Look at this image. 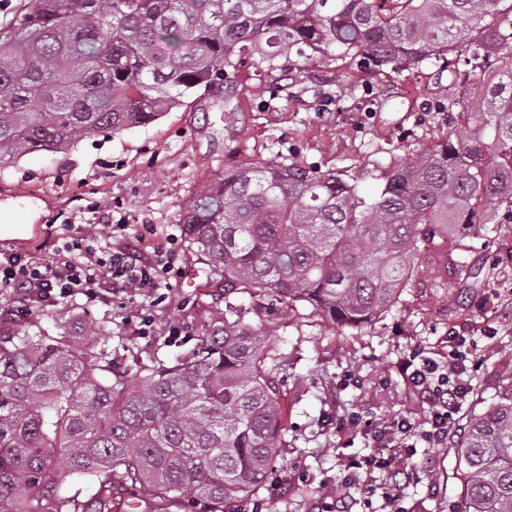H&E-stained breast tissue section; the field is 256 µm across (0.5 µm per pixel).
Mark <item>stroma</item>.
<instances>
[{"instance_id": "obj_1", "label": "stroma", "mask_w": 512, "mask_h": 512, "mask_svg": "<svg viewBox=\"0 0 512 512\" xmlns=\"http://www.w3.org/2000/svg\"><path fill=\"white\" fill-rule=\"evenodd\" d=\"M336 66L328 58L293 56L270 71L247 55L243 85L231 99L207 96L147 126L91 134L69 153L34 152L0 167V203L16 205L15 231L0 239V253L38 250L50 259L85 234L106 237L99 205L111 206L113 220L150 225L146 259L176 253L170 284L149 309L138 299L108 295L91 304L64 299L21 317L11 315L5 294L0 321L35 323L53 336L109 347L116 365L131 374L137 364L171 361L192 347L210 312L224 306L223 288L208 281L187 242L182 215L192 193L223 178L225 168L288 157L357 176L373 160L409 157L446 135L447 114L420 109L436 91L432 68L405 82L361 73L356 82L339 83ZM368 96L381 100L382 109L363 111ZM455 257L456 289H407L389 313L357 329L321 322L305 305L271 311L246 301L247 321L288 358L278 374L287 470L253 488L243 512H317L342 473L337 417L421 424L425 409L393 369L412 348L435 352L447 349L452 334L468 336L477 346L472 385L488 402L504 390L512 380V223L462 231ZM188 268L196 277L185 278ZM145 315L152 335H133ZM173 326L181 331L174 340ZM413 461L440 484L435 497L423 482L407 488L414 512H453L461 493L453 448L421 445Z\"/></svg>"}]
</instances>
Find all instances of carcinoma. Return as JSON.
I'll return each instance as SVG.
<instances>
[{"instance_id": "carcinoma-1", "label": "carcinoma", "mask_w": 512, "mask_h": 512, "mask_svg": "<svg viewBox=\"0 0 512 512\" xmlns=\"http://www.w3.org/2000/svg\"><path fill=\"white\" fill-rule=\"evenodd\" d=\"M344 60L409 80L477 73L431 112L462 122L359 176L293 159L243 163L202 187L183 221L224 309L174 362L132 381L112 351L37 324L0 333V512H233L283 469L282 360L230 294L308 305L361 328L422 281L419 259L461 224L512 223V0H25L0 25V165L148 125L224 86L241 56ZM457 512H512V380L451 438ZM94 485L70 494L64 478Z\"/></svg>"}]
</instances>
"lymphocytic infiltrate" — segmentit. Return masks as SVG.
Masks as SVG:
<instances>
[{
    "instance_id": "f902f5d3",
    "label": "lymphocytic infiltrate",
    "mask_w": 512,
    "mask_h": 512,
    "mask_svg": "<svg viewBox=\"0 0 512 512\" xmlns=\"http://www.w3.org/2000/svg\"><path fill=\"white\" fill-rule=\"evenodd\" d=\"M174 263V255L168 254L150 264L128 247L102 246L91 237L79 255H62L51 263L36 252L0 257V289L19 296L25 312L77 296L92 303L106 291L138 295L142 305L150 306ZM472 357L466 338L456 335L439 356L409 352L398 359V373L428 405L422 424L395 419L364 424L356 418L337 421V436L359 433L371 441L367 455L344 459L343 481L361 483L366 499L379 501L380 512H409L405 490L420 481L419 469L408 462L410 452L419 439L432 448L447 447L452 422L468 394Z\"/></svg>"
}]
</instances>
